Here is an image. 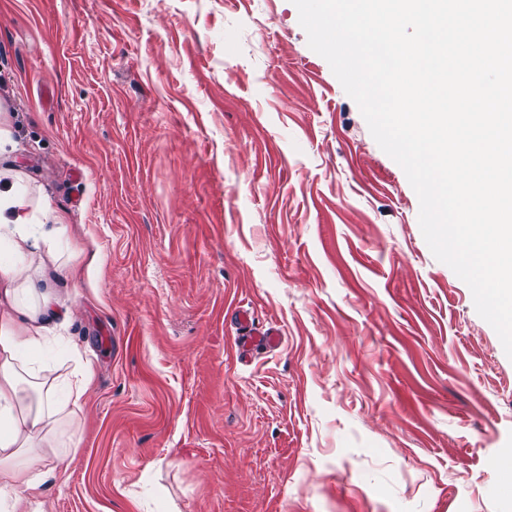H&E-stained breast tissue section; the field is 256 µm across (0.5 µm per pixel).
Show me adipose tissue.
Here are the masks:
<instances>
[{"mask_svg": "<svg viewBox=\"0 0 512 512\" xmlns=\"http://www.w3.org/2000/svg\"><path fill=\"white\" fill-rule=\"evenodd\" d=\"M19 178L0 171V241L8 251L0 259V495L10 512H28L34 491L59 475L55 465L32 475V456L78 447L83 398L94 382L84 365L62 398L59 379L46 373L42 355L72 318L78 274L57 250L66 215L48 195L22 192Z\"/></svg>", "mask_w": 512, "mask_h": 512, "instance_id": "1", "label": "adipose tissue"}]
</instances>
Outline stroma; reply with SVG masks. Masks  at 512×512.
Wrapping results in <instances>:
<instances>
[{
	"mask_svg": "<svg viewBox=\"0 0 512 512\" xmlns=\"http://www.w3.org/2000/svg\"><path fill=\"white\" fill-rule=\"evenodd\" d=\"M1 112L94 355L45 512H512V359L291 0H0ZM231 322L240 330L238 336L239 355L246 358L254 350H270L280 340V333L274 328H257L253 314L243 306L236 308L231 314Z\"/></svg>",
	"mask_w": 512,
	"mask_h": 512,
	"instance_id": "obj_1",
	"label": "stroma"
}]
</instances>
